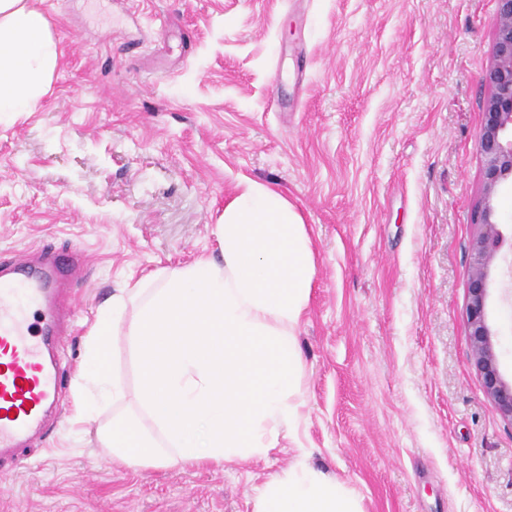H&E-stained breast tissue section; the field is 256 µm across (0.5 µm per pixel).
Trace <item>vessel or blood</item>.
I'll return each mask as SVG.
<instances>
[{
	"instance_id": "obj_1",
	"label": "vessel or blood",
	"mask_w": 512,
	"mask_h": 512,
	"mask_svg": "<svg viewBox=\"0 0 512 512\" xmlns=\"http://www.w3.org/2000/svg\"><path fill=\"white\" fill-rule=\"evenodd\" d=\"M84 265L81 252L50 250L0 263V462L43 435L62 405L59 350L68 328L60 298Z\"/></svg>"
}]
</instances>
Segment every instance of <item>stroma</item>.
Returning <instances> with one entry per match:
<instances>
[{"label": "stroma", "instance_id": "stroma-1", "mask_svg": "<svg viewBox=\"0 0 512 512\" xmlns=\"http://www.w3.org/2000/svg\"><path fill=\"white\" fill-rule=\"evenodd\" d=\"M58 46L46 93L0 115V260L82 248L74 334L119 288L220 259L248 181L288 194L316 274L297 340L305 405L268 455L131 468L69 397L0 467V512H253L306 449L363 512H512V424L466 321L495 0H34ZM512 251L488 317L512 379Z\"/></svg>", "mask_w": 512, "mask_h": 512}]
</instances>
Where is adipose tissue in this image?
I'll return each mask as SVG.
<instances>
[{
  "label": "adipose tissue",
  "mask_w": 512,
  "mask_h": 512,
  "mask_svg": "<svg viewBox=\"0 0 512 512\" xmlns=\"http://www.w3.org/2000/svg\"><path fill=\"white\" fill-rule=\"evenodd\" d=\"M58 60L44 14L31 0H0V113L30 111ZM254 512H362L359 497L298 460L259 491Z\"/></svg>",
  "instance_id": "ef3b65f1"
}]
</instances>
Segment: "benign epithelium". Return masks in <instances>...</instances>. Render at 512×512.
Instances as JSON below:
<instances>
[{
  "instance_id": "obj_1",
  "label": "benign epithelium",
  "mask_w": 512,
  "mask_h": 512,
  "mask_svg": "<svg viewBox=\"0 0 512 512\" xmlns=\"http://www.w3.org/2000/svg\"><path fill=\"white\" fill-rule=\"evenodd\" d=\"M496 2L491 60L486 74L485 118L478 136L482 194L473 212L476 233L469 250L466 319L485 393L504 419L512 423V381H506L498 369L487 315L491 264L505 243L499 226L507 221L497 205V197L502 184L512 180V0Z\"/></svg>"
}]
</instances>
